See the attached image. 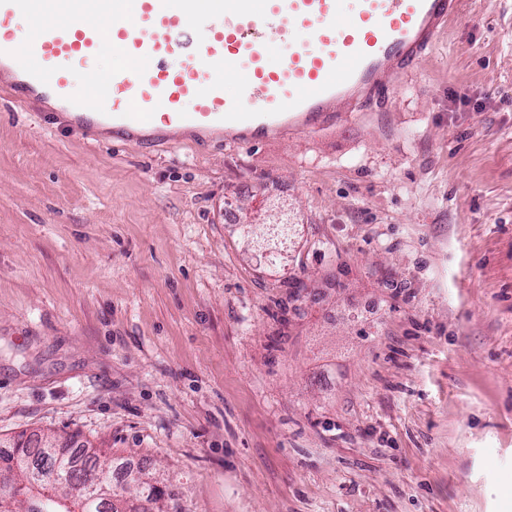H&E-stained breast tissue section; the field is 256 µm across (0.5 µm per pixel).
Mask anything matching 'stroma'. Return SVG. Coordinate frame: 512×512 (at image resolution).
I'll list each match as a JSON object with an SVG mask.
<instances>
[{
  "instance_id": "1",
  "label": "stroma",
  "mask_w": 512,
  "mask_h": 512,
  "mask_svg": "<svg viewBox=\"0 0 512 512\" xmlns=\"http://www.w3.org/2000/svg\"><path fill=\"white\" fill-rule=\"evenodd\" d=\"M233 201L237 221H224ZM285 204L284 266L240 226ZM181 512H512V0L334 126L97 143L0 83V437Z\"/></svg>"
}]
</instances>
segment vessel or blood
Here are the masks:
<instances>
[{"label": "vessel or blood", "instance_id": "vessel-or-blood-1", "mask_svg": "<svg viewBox=\"0 0 512 512\" xmlns=\"http://www.w3.org/2000/svg\"><path fill=\"white\" fill-rule=\"evenodd\" d=\"M68 29L39 0H0V63L13 91L51 90L87 136L99 119L223 131L241 145L335 123L412 73L459 0H94ZM129 67L77 91L104 45Z\"/></svg>", "mask_w": 512, "mask_h": 512}]
</instances>
